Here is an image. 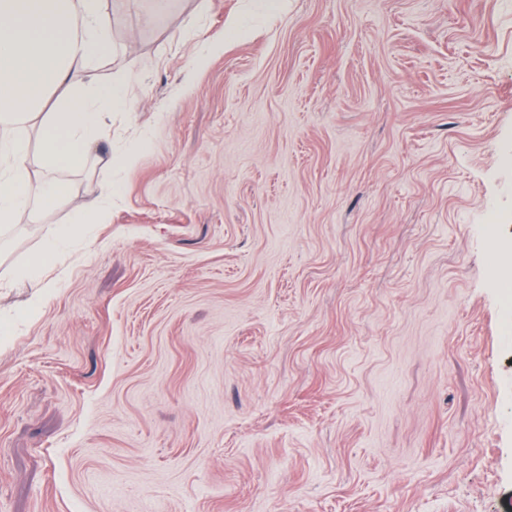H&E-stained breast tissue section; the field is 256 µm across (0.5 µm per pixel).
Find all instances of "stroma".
<instances>
[{
    "mask_svg": "<svg viewBox=\"0 0 512 512\" xmlns=\"http://www.w3.org/2000/svg\"><path fill=\"white\" fill-rule=\"evenodd\" d=\"M107 26L129 163L39 313L102 168L0 224V512H512V0ZM74 233L72 229H59L47 235L41 251L26 265L15 271L16 281L30 283V288H42L38 284L36 271L39 267L52 263L70 236Z\"/></svg>",
    "mask_w": 512,
    "mask_h": 512,
    "instance_id": "stroma-1",
    "label": "stroma"
}]
</instances>
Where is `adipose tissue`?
I'll use <instances>...</instances> for the list:
<instances>
[{"instance_id": "obj_1", "label": "adipose tissue", "mask_w": 512, "mask_h": 512, "mask_svg": "<svg viewBox=\"0 0 512 512\" xmlns=\"http://www.w3.org/2000/svg\"><path fill=\"white\" fill-rule=\"evenodd\" d=\"M122 0H0V223L40 222L69 194L64 171H81L109 113L126 109L118 84H87L112 53L106 15ZM37 127L42 175L28 176Z\"/></svg>"}]
</instances>
